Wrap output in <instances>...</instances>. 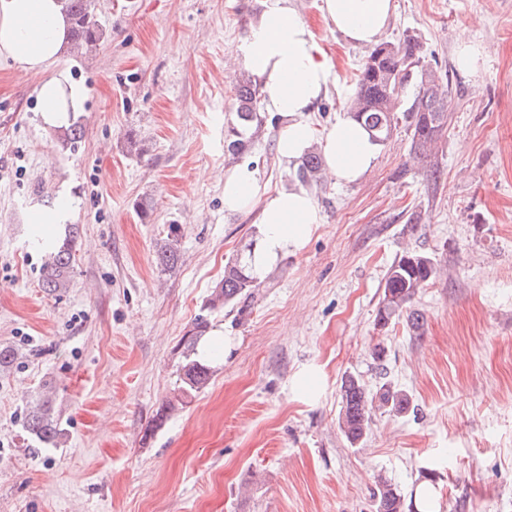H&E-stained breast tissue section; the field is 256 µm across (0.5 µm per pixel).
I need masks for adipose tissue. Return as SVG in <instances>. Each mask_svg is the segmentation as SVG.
<instances>
[{
	"instance_id": "adipose-tissue-1",
	"label": "adipose tissue",
	"mask_w": 512,
	"mask_h": 512,
	"mask_svg": "<svg viewBox=\"0 0 512 512\" xmlns=\"http://www.w3.org/2000/svg\"><path fill=\"white\" fill-rule=\"evenodd\" d=\"M392 11V0H321L327 23L360 46L384 41ZM69 27L61 0H0V59L36 77L39 109L55 127L68 124L81 97L67 72L52 69L68 50ZM241 53L265 111L285 120L278 139L282 162L293 163L316 144L327 175L337 181L355 183L371 171L377 146L355 121L338 119L317 136L305 120L335 88L336 72L292 0H268ZM224 208L233 213L259 210L260 245L253 259L259 274L283 255L302 250L322 221L307 189L294 186L263 194L255 172L245 164L224 173Z\"/></svg>"
}]
</instances>
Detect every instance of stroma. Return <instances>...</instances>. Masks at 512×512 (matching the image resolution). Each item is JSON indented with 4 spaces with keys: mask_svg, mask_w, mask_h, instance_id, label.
Wrapping results in <instances>:
<instances>
[{
    "mask_svg": "<svg viewBox=\"0 0 512 512\" xmlns=\"http://www.w3.org/2000/svg\"><path fill=\"white\" fill-rule=\"evenodd\" d=\"M332 60L336 87L307 120L347 115L368 55L333 31L321 0H294ZM386 39L412 36L446 74L448 126L425 163L398 125L362 180L311 185L323 216L255 294L206 307L228 258L258 241L257 212L224 209V137L236 120L234 63L265 0H92L106 34L59 65L82 92L76 145L45 123L35 80L0 61V512H375L383 478L407 506L512 512V0H393ZM469 29L476 72L456 64ZM266 113L243 153L268 191L294 183ZM70 200L79 228L70 286H41L29 214ZM177 227L180 259L156 246ZM428 254L441 276L415 297L424 327H379L390 266ZM231 339L199 392L179 371L196 318ZM311 371L317 394L300 398ZM406 391L350 444L338 426L344 374ZM174 411L153 418L165 403ZM44 404L53 445L23 428Z\"/></svg>",
    "mask_w": 512,
    "mask_h": 512,
    "instance_id": "1",
    "label": "stroma"
}]
</instances>
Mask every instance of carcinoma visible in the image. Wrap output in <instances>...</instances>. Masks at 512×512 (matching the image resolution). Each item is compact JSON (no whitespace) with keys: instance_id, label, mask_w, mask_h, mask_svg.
I'll return each instance as SVG.
<instances>
[{"instance_id":"1","label":"carcinoma","mask_w":512,"mask_h":512,"mask_svg":"<svg viewBox=\"0 0 512 512\" xmlns=\"http://www.w3.org/2000/svg\"><path fill=\"white\" fill-rule=\"evenodd\" d=\"M64 7L72 22L76 44L98 42L103 38L91 0H64ZM354 80L356 93L351 115L371 133L377 144L385 143L402 121L410 132L411 152L415 156L425 157L433 150L448 125L450 95L441 74L422 57L417 39L408 36L397 44L383 43L374 47L360 64ZM258 98L257 86L238 80L236 124L228 128L225 137L226 152L232 156L252 145L255 130L264 122L256 112ZM321 166L317 153H307L295 176L302 183L313 182L319 179ZM33 244L45 252L42 288L54 293L68 287L75 262L73 231L52 243L43 241L36 233ZM179 256L176 227L172 226L156 250L157 264L164 269L172 268ZM438 273L437 261L426 254L408 252L395 261L385 277L377 325L383 328L404 317L413 331H420L424 326L423 317L410 309V304ZM259 286L250 262L239 256L231 259L224 266V277L213 290L209 309L232 307L250 297ZM212 375V367L188 357L181 367L182 389L198 392L209 385ZM409 407L410 398L403 390L384 383L372 393L360 378L348 374L341 381L339 428L350 443L356 444L369 432L375 411L385 408L401 414ZM24 427L30 437L42 445L51 444L56 438V424L44 404L26 411ZM374 497L376 512H405L404 497L385 479L379 481Z\"/></svg>"}]
</instances>
